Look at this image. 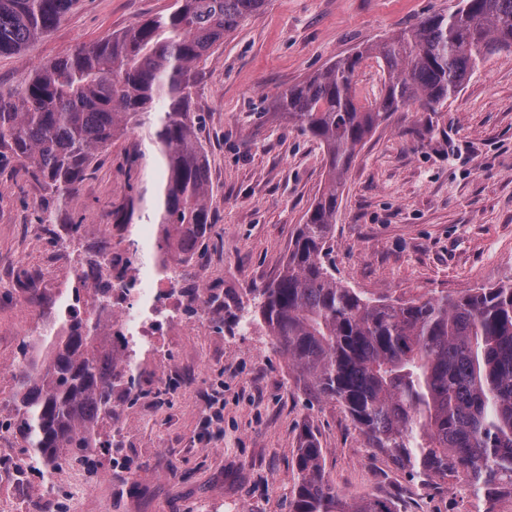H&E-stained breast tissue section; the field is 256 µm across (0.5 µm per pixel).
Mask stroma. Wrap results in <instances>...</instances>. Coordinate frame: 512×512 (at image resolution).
<instances>
[{"label":"stroma","instance_id":"obj_1","mask_svg":"<svg viewBox=\"0 0 512 512\" xmlns=\"http://www.w3.org/2000/svg\"><path fill=\"white\" fill-rule=\"evenodd\" d=\"M172 0H78L52 32L0 56V88L75 47L168 13ZM458 0H266L201 64L192 110L210 164L214 224L200 264L224 273V301L248 308L247 325L214 316L199 335L171 343L173 394L143 415L115 401L127 429L123 453L136 473L97 449L88 471L74 457L50 473L75 480L73 512H288L303 426L324 449L328 481L345 500L392 497L399 512H512V497L487 504L465 480L437 487L367 447L343 408L309 403L287 358L252 310V289L281 269L288 246L327 185L319 144L274 112L282 90L358 46L377 43ZM127 133L96 174L61 207L37 181L0 171V418L14 413L20 347H40L44 312L60 313L50 289L68 259L87 260L104 223L129 197L154 204L153 161L128 159ZM53 216L39 223L41 213ZM81 217L76 234L70 218ZM330 261L337 280L367 296L408 301L459 295L512 277V53L488 56L459 92L430 112L393 113L358 149L344 177ZM23 443L0 435V506L53 512L38 490L16 491L11 459Z\"/></svg>","mask_w":512,"mask_h":512}]
</instances>
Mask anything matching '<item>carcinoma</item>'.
<instances>
[{
    "label": "carcinoma",
    "mask_w": 512,
    "mask_h": 512,
    "mask_svg": "<svg viewBox=\"0 0 512 512\" xmlns=\"http://www.w3.org/2000/svg\"><path fill=\"white\" fill-rule=\"evenodd\" d=\"M77 0H0V55L51 32ZM265 0H176L165 16L82 45L0 90V164L15 161L65 205L97 158L129 131L149 128L163 189L151 224L168 230L155 251L195 254L212 215L209 162L196 134L200 63ZM512 52V0H461L387 40L360 48L280 92L271 108L319 141L327 187L306 213L280 273L256 290L257 311L308 396L339 403L368 447L427 483L464 478L490 503L512 497V278L458 297L372 300L336 280L328 256L343 178L358 147L391 113L444 104L486 55ZM375 58L388 81L368 106L354 72ZM91 316L74 315L44 361L19 374L18 405L4 429L24 443L40 476L73 455L93 462L96 431L112 408V370ZM304 428L299 481L288 512H397L390 498L348 502Z\"/></svg>",
    "instance_id": "carcinoma-1"
}]
</instances>
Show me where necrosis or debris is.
<instances>
[{
	"instance_id": "1",
	"label": "necrosis or debris",
	"mask_w": 512,
	"mask_h": 512,
	"mask_svg": "<svg viewBox=\"0 0 512 512\" xmlns=\"http://www.w3.org/2000/svg\"><path fill=\"white\" fill-rule=\"evenodd\" d=\"M106 231L112 250L105 264L95 268L79 264L56 280L53 293L64 305L54 329L62 331L72 311H87L94 287H107L103 333L111 337L112 352L120 358L112 374L121 380L128 367L159 366L173 337L206 328L216 291L200 276L194 286H187L175 257L147 259L150 241L161 232L158 225L113 223Z\"/></svg>"
}]
</instances>
